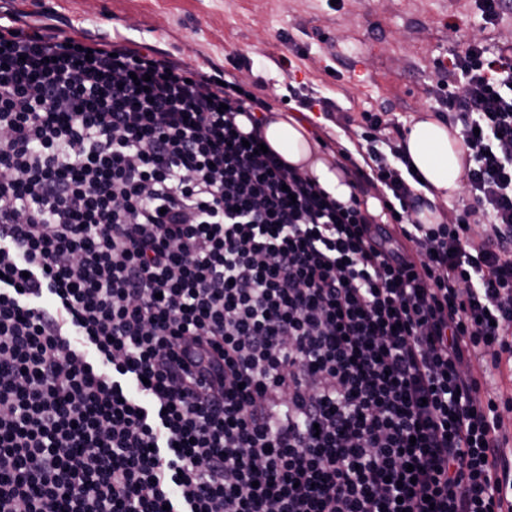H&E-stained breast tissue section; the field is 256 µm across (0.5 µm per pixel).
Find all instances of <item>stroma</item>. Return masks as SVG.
<instances>
[{
    "label": "stroma",
    "mask_w": 512,
    "mask_h": 512,
    "mask_svg": "<svg viewBox=\"0 0 512 512\" xmlns=\"http://www.w3.org/2000/svg\"><path fill=\"white\" fill-rule=\"evenodd\" d=\"M11 10L47 17L67 34L90 31L146 42L192 67L216 66L273 109L290 90L329 101L353 124L314 129L331 150L362 146L356 120L384 112L408 124L438 113L436 61L482 36L512 37L505 19L483 32L474 0H7Z\"/></svg>",
    "instance_id": "35a3bbf8"
}]
</instances>
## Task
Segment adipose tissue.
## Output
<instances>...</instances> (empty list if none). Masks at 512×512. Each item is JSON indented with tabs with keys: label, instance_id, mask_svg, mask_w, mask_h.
Wrapping results in <instances>:
<instances>
[{
	"label": "adipose tissue",
	"instance_id": "obj_1",
	"mask_svg": "<svg viewBox=\"0 0 512 512\" xmlns=\"http://www.w3.org/2000/svg\"><path fill=\"white\" fill-rule=\"evenodd\" d=\"M262 130L269 147L289 167L308 174L341 203H349L352 196H359L373 220L387 222V211L380 195L360 194L355 180L341 161L334 153L321 150L311 127L298 116L269 112ZM404 149L411 165L425 181L423 195L432 203L431 208L423 209L418 218L425 224L438 223L441 220L438 204L448 203L459 194L469 167V150L460 130L427 115L412 117Z\"/></svg>",
	"mask_w": 512,
	"mask_h": 512
}]
</instances>
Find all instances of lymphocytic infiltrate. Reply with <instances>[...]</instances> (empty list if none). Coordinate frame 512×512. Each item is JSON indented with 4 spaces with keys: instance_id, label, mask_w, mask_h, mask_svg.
<instances>
[{
    "instance_id": "lymphocytic-infiltrate-1",
    "label": "lymphocytic infiltrate",
    "mask_w": 512,
    "mask_h": 512,
    "mask_svg": "<svg viewBox=\"0 0 512 512\" xmlns=\"http://www.w3.org/2000/svg\"><path fill=\"white\" fill-rule=\"evenodd\" d=\"M438 69L472 201L362 113L390 229L221 71L0 9V512H512V41Z\"/></svg>"
}]
</instances>
